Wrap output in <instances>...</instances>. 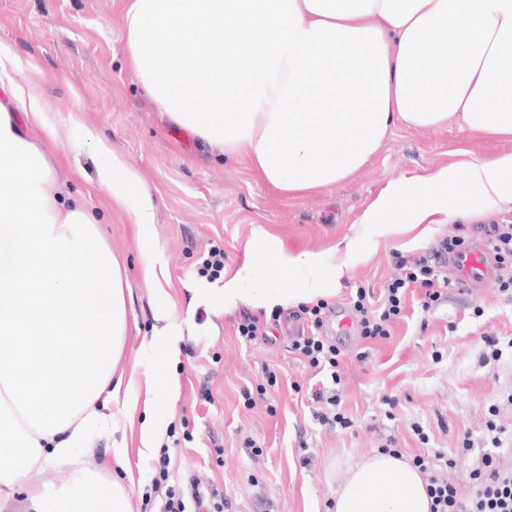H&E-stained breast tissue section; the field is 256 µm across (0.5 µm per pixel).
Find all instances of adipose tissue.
I'll use <instances>...</instances> for the list:
<instances>
[{
  "label": "adipose tissue",
  "mask_w": 512,
  "mask_h": 512,
  "mask_svg": "<svg viewBox=\"0 0 512 512\" xmlns=\"http://www.w3.org/2000/svg\"><path fill=\"white\" fill-rule=\"evenodd\" d=\"M130 68L153 102L200 148L259 170L276 186L319 191L361 169L396 123L461 121L476 138L512 141V0H124ZM0 48V504L29 512H131L115 474L87 475L79 451L141 414L138 453L158 448V419L178 389L167 363L179 333L166 313L148 342L146 390L118 373L132 287L94 212L57 188L47 150L59 130L15 80ZM80 144L103 156L96 181L141 230L145 287L160 289L163 252L148 235L156 201L92 127ZM512 204V151L423 175L408 171L368 204L362 223L434 224L468 208ZM363 254H281L282 286L224 284L225 307L272 312L335 292ZM313 277L294 278L296 267ZM72 472L68 485L23 489L25 473ZM421 473L373 452L336 488L334 512H430Z\"/></svg>",
  "instance_id": "ef3b65f1"
}]
</instances>
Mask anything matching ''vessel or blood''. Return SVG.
<instances>
[{"instance_id": "obj_1", "label": "vessel or blood", "mask_w": 512, "mask_h": 512, "mask_svg": "<svg viewBox=\"0 0 512 512\" xmlns=\"http://www.w3.org/2000/svg\"><path fill=\"white\" fill-rule=\"evenodd\" d=\"M443 264L449 278L465 293H479L499 276L494 256L482 237L473 238L464 249L450 253Z\"/></svg>"}]
</instances>
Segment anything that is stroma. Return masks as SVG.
Instances as JSON below:
<instances>
[{"label":"stroma","mask_w":512,"mask_h":512,"mask_svg":"<svg viewBox=\"0 0 512 512\" xmlns=\"http://www.w3.org/2000/svg\"><path fill=\"white\" fill-rule=\"evenodd\" d=\"M122 7L123 0H0V47L20 63L18 81L67 131L55 149L54 178L98 213L104 241L134 286L137 327L119 363L125 378L143 385L153 361L143 338L160 308L181 322L180 390L164 421V456L139 457L138 427L123 428L133 512H158L167 489L193 479L223 494L224 512H329L346 466L382 448L409 459L422 447L456 457L450 477L468 496L470 460L490 447L489 424L512 436V297L494 285L476 295L452 290L438 307L393 324L388 338L339 341L338 410L354 422L345 429L312 417L314 372L290 349L289 309L274 315L241 303L228 310L216 290L249 260L261 229L284 252L334 264L344 258L340 243L358 242L364 259L330 307H351L360 288L380 293L395 272L394 253H428L455 232L485 236L488 225L512 224V209L465 210L445 224H396L382 234L360 221L369 201L407 170L431 172L507 143L477 139L455 121L428 130L399 124L366 166L329 190L274 186L199 150L159 112L127 65ZM82 123L122 153L157 201L151 232L167 263L163 294L141 284L138 227L96 184L95 150L70 142ZM215 247L224 251V269L202 274ZM246 316L268 327L269 340L239 337ZM260 389L264 397L247 406L245 391ZM249 437L260 442V455L245 448Z\"/></svg>","instance_id":"stroma-1"}]
</instances>
